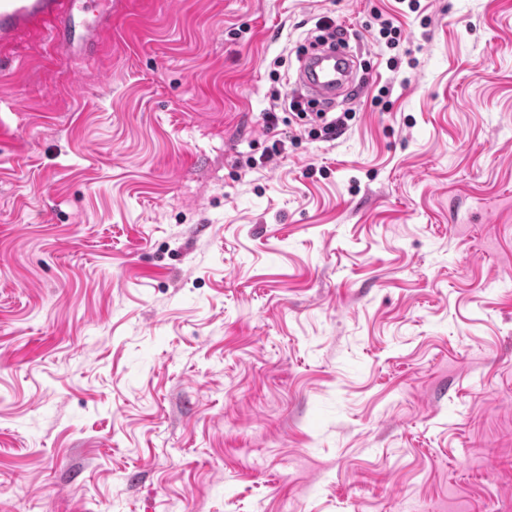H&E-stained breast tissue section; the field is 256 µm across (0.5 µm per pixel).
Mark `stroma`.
<instances>
[{"label":"stroma","instance_id":"obj_1","mask_svg":"<svg viewBox=\"0 0 512 512\" xmlns=\"http://www.w3.org/2000/svg\"><path fill=\"white\" fill-rule=\"evenodd\" d=\"M326 20L345 127L247 166ZM112 24L0 58V512H512V0Z\"/></svg>","mask_w":512,"mask_h":512}]
</instances>
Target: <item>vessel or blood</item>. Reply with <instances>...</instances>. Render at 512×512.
I'll use <instances>...</instances> for the list:
<instances>
[{
	"instance_id": "obj_1",
	"label": "vessel or blood",
	"mask_w": 512,
	"mask_h": 512,
	"mask_svg": "<svg viewBox=\"0 0 512 512\" xmlns=\"http://www.w3.org/2000/svg\"><path fill=\"white\" fill-rule=\"evenodd\" d=\"M113 0H0V46L14 44L25 30H40L58 47L61 63L99 52L102 33L112 22ZM349 59L319 47L301 59L299 80L313 96L333 99L347 81Z\"/></svg>"
}]
</instances>
